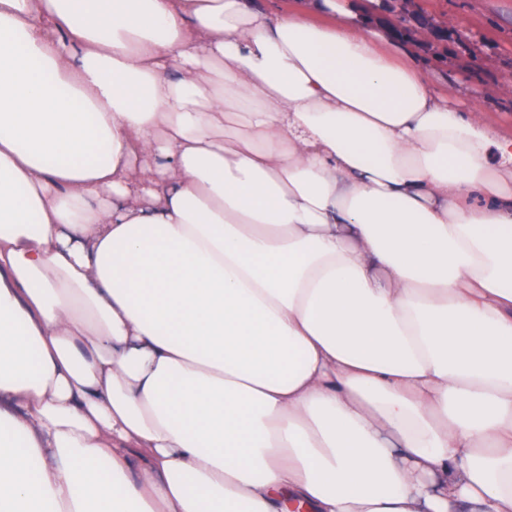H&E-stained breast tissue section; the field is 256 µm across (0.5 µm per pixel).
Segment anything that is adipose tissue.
<instances>
[{"mask_svg":"<svg viewBox=\"0 0 512 512\" xmlns=\"http://www.w3.org/2000/svg\"><path fill=\"white\" fill-rule=\"evenodd\" d=\"M309 0H0V512H512V132Z\"/></svg>","mask_w":512,"mask_h":512,"instance_id":"obj_1","label":"adipose tissue"}]
</instances>
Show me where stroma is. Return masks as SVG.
<instances>
[{
	"mask_svg": "<svg viewBox=\"0 0 512 512\" xmlns=\"http://www.w3.org/2000/svg\"><path fill=\"white\" fill-rule=\"evenodd\" d=\"M415 15L439 26L455 21L459 36L402 47L428 69L440 93L478 119L512 129V0H417Z\"/></svg>",
	"mask_w": 512,
	"mask_h": 512,
	"instance_id": "35a3bbf8",
	"label": "stroma"
}]
</instances>
